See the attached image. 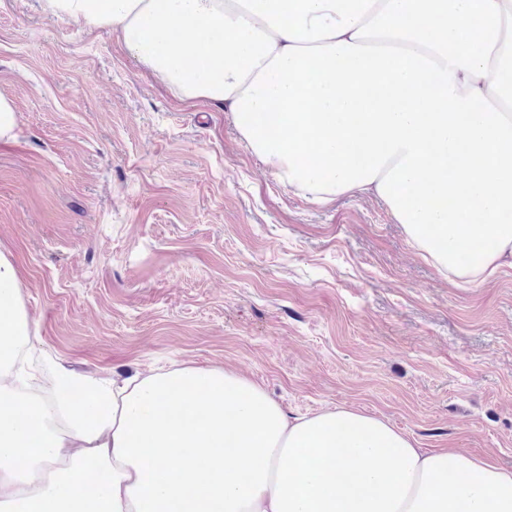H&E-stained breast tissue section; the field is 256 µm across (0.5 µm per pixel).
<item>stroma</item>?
Here are the masks:
<instances>
[{"label": "stroma", "instance_id": "1", "mask_svg": "<svg viewBox=\"0 0 512 512\" xmlns=\"http://www.w3.org/2000/svg\"><path fill=\"white\" fill-rule=\"evenodd\" d=\"M0 95V252L42 364L222 367L288 415L352 407L512 468V269L449 282L379 198L312 202L231 113L38 0H0Z\"/></svg>", "mask_w": 512, "mask_h": 512}]
</instances>
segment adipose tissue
Instances as JSON below:
<instances>
[{
  "label": "adipose tissue",
  "instance_id": "ef3b65f1",
  "mask_svg": "<svg viewBox=\"0 0 512 512\" xmlns=\"http://www.w3.org/2000/svg\"><path fill=\"white\" fill-rule=\"evenodd\" d=\"M231 112L302 195L370 192L442 275L512 268V0H40ZM0 253V512H512V470L218 367L59 366Z\"/></svg>",
  "mask_w": 512,
  "mask_h": 512
}]
</instances>
